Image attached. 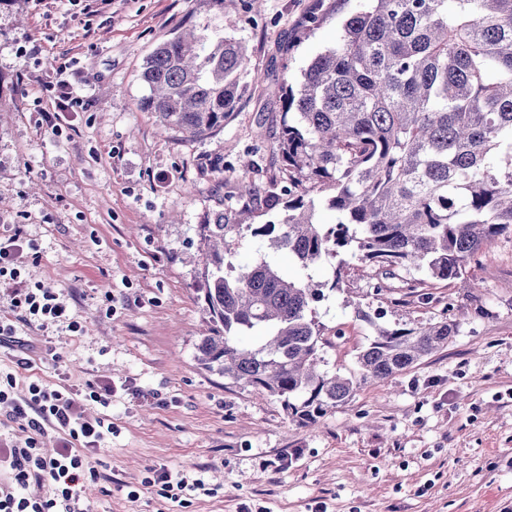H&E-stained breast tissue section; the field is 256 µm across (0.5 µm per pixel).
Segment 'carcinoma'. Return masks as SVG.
I'll return each instance as SVG.
<instances>
[{"mask_svg": "<svg viewBox=\"0 0 512 512\" xmlns=\"http://www.w3.org/2000/svg\"><path fill=\"white\" fill-rule=\"evenodd\" d=\"M336 44L308 66L298 88L272 94L284 123L277 151L290 187L251 182L244 192L278 224H249L299 269L342 254L393 275L413 266L457 280L496 238L512 234V0H372ZM250 56L204 27L176 34L147 57L141 108L161 133L195 139L224 126ZM305 177L320 193L293 191ZM337 213L316 219L318 207ZM236 225H199L202 292L210 314L197 360L204 369L277 399L309 424L372 381L389 380L459 334L447 317L376 334L345 376L321 369L313 304L323 285L262 260L226 262ZM253 336L252 345L239 338Z\"/></svg>", "mask_w": 512, "mask_h": 512, "instance_id": "cac0c4a2", "label": "carcinoma"}]
</instances>
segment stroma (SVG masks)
<instances>
[{
    "instance_id": "stroma-1",
    "label": "stroma",
    "mask_w": 512,
    "mask_h": 512,
    "mask_svg": "<svg viewBox=\"0 0 512 512\" xmlns=\"http://www.w3.org/2000/svg\"><path fill=\"white\" fill-rule=\"evenodd\" d=\"M247 3L104 0L89 12L84 0H0V234L21 230L23 277L62 293L81 326L23 321L0 294V317L31 360L14 369L0 347V369L15 370L19 397L34 380L84 395L115 387L109 406L86 404L113 428L98 454L110 480L90 488L86 512H501L512 504V235L467 267L465 288L350 263L341 289L314 305L330 371L356 372L374 335L367 313L392 326L446 312L460 331L314 424L197 362L210 320L198 227L219 213L228 224L279 221L243 192L249 180L288 178L269 89L298 85L363 0H263L257 14ZM191 27L251 53L236 110L200 139L160 133L139 108L147 56ZM61 76L80 101L55 138L43 115ZM250 150L256 166L244 174L235 165ZM283 457L292 465L278 467ZM160 465L203 489L183 504L163 498L147 482Z\"/></svg>"
}]
</instances>
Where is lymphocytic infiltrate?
<instances>
[{"label": "lymphocytic infiltrate", "instance_id": "obj_1", "mask_svg": "<svg viewBox=\"0 0 512 512\" xmlns=\"http://www.w3.org/2000/svg\"><path fill=\"white\" fill-rule=\"evenodd\" d=\"M23 244L19 234L0 236V280L13 308L33 319L62 321L70 331H79L71 320L67 303L55 289L29 285L19 268ZM13 374L0 375V402L9 404L14 420L24 422L31 435L24 446L7 451L14 472V489H0V512H83L81 504L100 472L90 464L112 423L103 416L90 417L77 392L30 383L26 396L14 395ZM58 435L62 446L47 453L40 437Z\"/></svg>", "mask_w": 512, "mask_h": 512}]
</instances>
